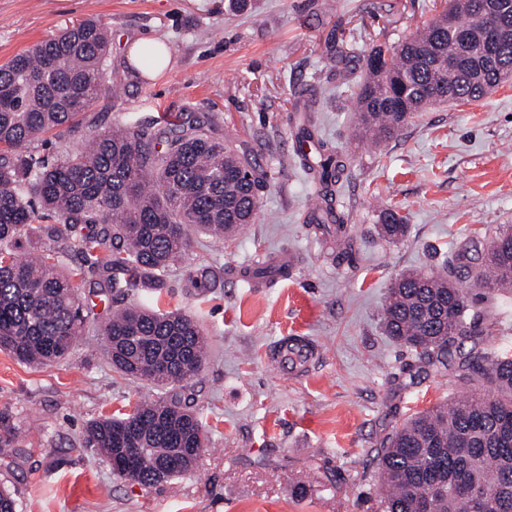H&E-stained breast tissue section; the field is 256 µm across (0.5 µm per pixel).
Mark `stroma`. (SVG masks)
<instances>
[{
    "label": "stroma",
    "instance_id": "1",
    "mask_svg": "<svg viewBox=\"0 0 512 512\" xmlns=\"http://www.w3.org/2000/svg\"><path fill=\"white\" fill-rule=\"evenodd\" d=\"M448 0H0V64L66 27L98 19L111 33L107 75L71 136L34 143L63 155L109 126L137 131L159 115L198 117L212 137L256 167L259 208L224 243L192 234L189 263L224 280L198 295L181 270L161 295L101 301L99 276L80 278L92 313L107 306L178 310L209 343L183 387L205 446L193 469L152 486L120 478L85 447L86 425L130 412L159 389L113 369L100 326L56 363L0 352V412L21 441L0 448V487L18 512H378L377 450L411 415L469 393L455 370L421 372L414 351L386 336L381 309L408 269L451 261L455 247L512 225V80L464 105L416 114L379 146L351 139L365 59L429 25ZM157 38L172 65L158 79L129 64V42ZM345 171L331 206L343 229L312 224L320 204L309 156ZM406 215L398 242L379 239L383 209ZM292 254V272L244 283L245 269ZM472 314L489 354L512 353V291L472 287ZM317 349L284 373V337Z\"/></svg>",
    "mask_w": 512,
    "mask_h": 512
}]
</instances>
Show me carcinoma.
<instances>
[{
  "mask_svg": "<svg viewBox=\"0 0 512 512\" xmlns=\"http://www.w3.org/2000/svg\"><path fill=\"white\" fill-rule=\"evenodd\" d=\"M455 32L424 29L389 51L366 58L356 92V129L378 145L392 138L425 104L482 99L512 73V0H452ZM110 38L86 20L0 65V351L26 364L62 359L86 332L77 278L99 273L100 291L167 287L163 274L183 262L189 229L218 240L254 221L258 183L242 159L201 127L171 121L152 131L105 128L61 158L30 151L35 141L61 139L81 123L106 75ZM324 184L339 179V158H320ZM51 245L19 254L33 224ZM408 231L392 209L377 233L394 243ZM487 252L497 264L477 267L469 242L444 273H401L388 289L385 333L415 350L428 367L483 334L469 319L471 296L460 282L512 288V225ZM75 260L66 274L62 258ZM186 287L200 295L220 288L203 265L184 266ZM104 335L112 366L166 388L197 372L207 341L181 312L146 307L108 311ZM459 377L481 389L421 412L381 449V512H512V357L470 352ZM112 472L143 486L180 462L189 471L204 448L201 422L182 395L141 403L123 416H104L85 429Z\"/></svg>",
  "mask_w": 512,
  "mask_h": 512,
  "instance_id": "carcinoma-1",
  "label": "carcinoma"
}]
</instances>
